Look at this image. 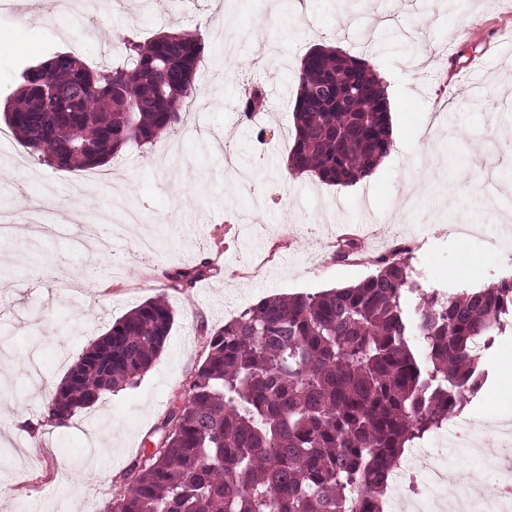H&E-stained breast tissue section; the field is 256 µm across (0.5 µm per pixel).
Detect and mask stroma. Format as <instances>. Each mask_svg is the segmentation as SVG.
I'll use <instances>...</instances> for the list:
<instances>
[{
	"instance_id": "1",
	"label": "stroma",
	"mask_w": 512,
	"mask_h": 512,
	"mask_svg": "<svg viewBox=\"0 0 512 512\" xmlns=\"http://www.w3.org/2000/svg\"><path fill=\"white\" fill-rule=\"evenodd\" d=\"M199 34L198 75L205 85L184 123L151 148L129 147L121 166L105 165V181L85 171L59 172L30 160L13 144L0 151V218L54 224L49 238L0 239V512H105L116 478L148 448L149 435L202 360L206 330L222 327L271 295L314 293L357 283L371 263L335 258L352 237L364 252L403 243L425 290L456 293L489 287L512 275V226L501 222L512 192L485 196L488 176L512 185V0H0V131L3 108L23 71L70 51L91 67L100 49L128 34ZM277 37L283 49L268 70L253 69L257 45ZM436 53L421 54L422 42ZM371 60L388 86L397 147L367 178L327 186L285 170L294 135L296 73L315 45ZM265 83L276 108L260 147L254 123L237 110L248 84ZM455 151L466 168L436 166ZM242 162L254 192L224 168L225 153ZM132 206L142 221L123 241L76 242L67 207L84 221L122 220ZM500 236L497 255L485 237ZM208 266L194 284L172 287L178 271ZM40 267L75 271L82 288L61 294L55 283L31 285ZM164 298L175 314L166 346L137 384L76 412L69 427L46 424L42 405L78 357L113 321ZM488 379L449 419L448 438L469 436L512 416V335L482 357ZM35 422L40 439L18 432Z\"/></svg>"
}]
</instances>
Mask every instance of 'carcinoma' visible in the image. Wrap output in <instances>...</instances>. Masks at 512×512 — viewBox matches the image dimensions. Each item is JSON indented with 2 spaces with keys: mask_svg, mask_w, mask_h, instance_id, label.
<instances>
[{
  "mask_svg": "<svg viewBox=\"0 0 512 512\" xmlns=\"http://www.w3.org/2000/svg\"><path fill=\"white\" fill-rule=\"evenodd\" d=\"M301 61L286 169L353 186L393 149L387 93L369 62L316 48ZM201 40L162 31L121 40L93 69L70 52L22 74L8 112L25 148L57 170L104 166L182 124L197 95ZM252 87L246 120L265 111ZM397 248L363 281L265 298L208 333L205 358L123 472L106 512H380L403 450L448 422L485 383L473 355L512 333V278L448 296L426 292ZM169 304L131 310L82 355L43 406L66 428L76 410L133 385L162 353Z\"/></svg>",
  "mask_w": 512,
  "mask_h": 512,
  "instance_id": "carcinoma-1",
  "label": "carcinoma"
}]
</instances>
